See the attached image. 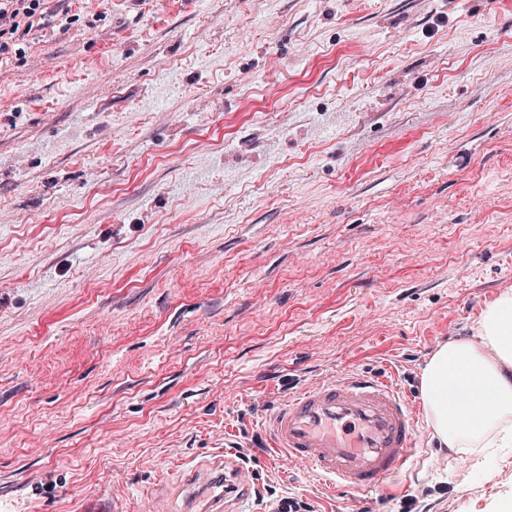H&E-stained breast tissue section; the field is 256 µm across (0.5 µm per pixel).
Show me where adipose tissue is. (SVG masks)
<instances>
[{
	"instance_id": "1",
	"label": "adipose tissue",
	"mask_w": 512,
	"mask_h": 512,
	"mask_svg": "<svg viewBox=\"0 0 512 512\" xmlns=\"http://www.w3.org/2000/svg\"><path fill=\"white\" fill-rule=\"evenodd\" d=\"M489 395L492 411L452 406L449 385ZM427 420L441 447L478 453L512 446V292L500 294L483 313L476 334L439 346L421 374Z\"/></svg>"
}]
</instances>
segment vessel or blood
Segmentation results:
<instances>
[{
  "label": "vessel or blood",
  "mask_w": 512,
  "mask_h": 512,
  "mask_svg": "<svg viewBox=\"0 0 512 512\" xmlns=\"http://www.w3.org/2000/svg\"><path fill=\"white\" fill-rule=\"evenodd\" d=\"M272 448L289 461L361 493L396 476L413 454L415 405L390 382L363 374L323 382L274 406L263 421ZM229 472L220 492L196 496L198 512H227L228 498L253 489L249 468L224 460Z\"/></svg>",
  "instance_id": "b4317fda"
}]
</instances>
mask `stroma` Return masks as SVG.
<instances>
[{"mask_svg":"<svg viewBox=\"0 0 512 512\" xmlns=\"http://www.w3.org/2000/svg\"><path fill=\"white\" fill-rule=\"evenodd\" d=\"M0 68V512H109L203 460L240 512H492L512 447L362 494L269 404L420 376L512 291V0H70ZM228 467V475L224 476V488L219 493L211 491L208 487H201L194 492V501L198 511L192 512H237L228 510L226 502L230 496L235 495L233 501H240L249 497L253 489V476L249 468L232 457L224 455V473ZM206 488L207 493L199 495L201 489Z\"/></svg>","mask_w":512,"mask_h":512,"instance_id":"35a3bbf8","label":"stroma"}]
</instances>
